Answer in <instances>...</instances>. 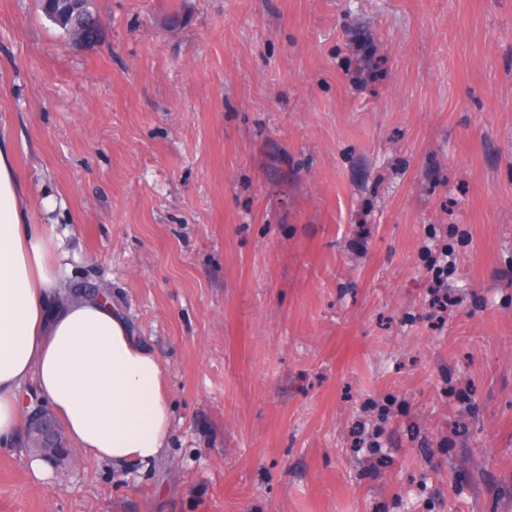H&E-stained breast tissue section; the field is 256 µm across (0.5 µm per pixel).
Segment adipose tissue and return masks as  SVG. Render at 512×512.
<instances>
[{"label":"adipose tissue","mask_w":512,"mask_h":512,"mask_svg":"<svg viewBox=\"0 0 512 512\" xmlns=\"http://www.w3.org/2000/svg\"><path fill=\"white\" fill-rule=\"evenodd\" d=\"M70 258L52 227L31 223L21 173L0 145V446L25 427L30 384L87 459L152 462L172 427L165 367L111 295L70 288Z\"/></svg>","instance_id":"ef3b65f1"}]
</instances>
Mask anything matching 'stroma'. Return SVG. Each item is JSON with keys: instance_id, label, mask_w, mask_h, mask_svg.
I'll use <instances>...</instances> for the list:
<instances>
[{"instance_id": "35a3bbf8", "label": "stroma", "mask_w": 512, "mask_h": 512, "mask_svg": "<svg viewBox=\"0 0 512 512\" xmlns=\"http://www.w3.org/2000/svg\"><path fill=\"white\" fill-rule=\"evenodd\" d=\"M95 6L0 0V140L173 428L42 481L0 446V512H512V0ZM39 2L45 16L71 39L88 20H94L100 29L101 20L93 0H39Z\"/></svg>"}]
</instances>
